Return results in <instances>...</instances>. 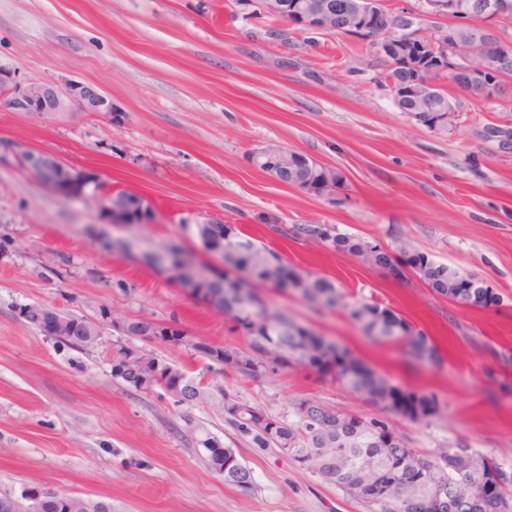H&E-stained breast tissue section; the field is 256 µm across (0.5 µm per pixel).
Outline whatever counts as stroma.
<instances>
[{
  "instance_id": "35a3bbf8",
  "label": "stroma",
  "mask_w": 512,
  "mask_h": 512,
  "mask_svg": "<svg viewBox=\"0 0 512 512\" xmlns=\"http://www.w3.org/2000/svg\"><path fill=\"white\" fill-rule=\"evenodd\" d=\"M33 80L101 86L113 115H37L0 108V143L54 154L142 197L156 215L143 235L184 242L178 220H219L302 271L394 309L423 328L438 366L370 342L341 313L293 295L272 300L336 337L393 383L437 394L442 417H396L427 452L455 440L512 472V154L477 135L499 110L464 103L432 129L400 112L375 80L380 59L354 37L260 17L252 0H0V66ZM275 144L340 171L337 195L281 185L249 153ZM275 224H335L487 279L502 298L459 307L415 275L399 280L350 256L275 235ZM95 203L65 204L0 160V492L45 488L104 499L112 512H369L276 448H257L224 420L219 387L278 413L302 398L366 413L357 394L288 368L260 382L229 378L189 347L147 342L204 385L189 405L112 375L122 335L113 318L177 322L190 338L242 346L222 313L142 258L91 249L124 238ZM38 304L102 321L87 352L57 349L19 315ZM231 444L254 482L225 484L199 445Z\"/></svg>"
}]
</instances>
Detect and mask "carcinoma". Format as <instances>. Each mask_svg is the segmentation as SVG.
Returning a JSON list of instances; mask_svg holds the SVG:
<instances>
[{"label":"carcinoma","instance_id":"1","mask_svg":"<svg viewBox=\"0 0 512 512\" xmlns=\"http://www.w3.org/2000/svg\"><path fill=\"white\" fill-rule=\"evenodd\" d=\"M310 8H326L336 13V22L326 28L338 32L346 25L348 8L355 0H303ZM498 0H457L466 8L481 3L482 9H473L472 29L464 35L474 48L466 71L454 78L458 88L470 102L482 106L491 105L503 112V119L512 117V99L508 95V83L491 75L480 78V68L486 55L506 58L505 71L512 74V42L505 38L508 21L498 27V36L489 38L482 34V26L488 20L487 10L496 7ZM397 12L375 0V7L367 18L372 31L358 35V39L377 50L381 70L377 81L393 92L400 111L407 114L417 102L412 99L411 89L416 78L437 79V49L421 52L416 45H408L407 57L422 68L417 71L389 52H380V37L399 25ZM430 111L420 113L423 123L435 129L443 127L448 119L462 110L461 101L452 93L434 95L428 102ZM333 183L344 186V175L326 167L314 177V184ZM117 196H127L136 202L135 208L119 217L126 224L134 223L141 214H150L149 205L128 191L118 190ZM182 228L194 237L212 234L224 239L223 270L206 263L201 267L208 275L192 285V295L210 303V297L218 290L231 288L236 292L248 289L254 306L236 307L234 298L224 299L221 312L233 324V330L246 340L243 347L214 344L203 339L186 340V334L144 318H123L120 333L129 337L146 331L153 332L152 339L171 345L188 344L195 354L216 364H221L232 376L260 382L278 369L294 367L314 375L340 388L360 395L375 409L374 414L359 413L312 398L292 403L288 414L272 415L259 406L251 405L227 388L218 392L224 406V416L242 437L250 438L257 448H292L288 459L300 467L318 474L324 481L334 484L350 496L366 503L377 512H422L423 505L409 493L408 486L418 480L431 478L440 469L439 460L468 447L460 442H450L432 451L419 452L411 447L392 429L388 417L399 416L410 421L441 418L442 408L438 397L416 390L403 388L379 374L355 357L344 345L330 336L296 323L281 309L268 310V302L257 292L260 287L291 292L299 300L318 310L341 312L359 332L375 343L401 347L408 360L415 364L436 365L440 362L438 349L427 333L410 324L392 309L379 302L358 298L344 291L324 277L304 273L288 265L278 255L264 246L241 235L228 224H193L191 219L179 220ZM277 234L293 240L317 242L313 233L315 224L273 225ZM334 251L352 257L363 255L373 241L341 231L331 225ZM403 258L387 259L383 268L396 271L395 277H404L402 266L412 268L427 287L459 307H488L501 301L498 293L488 288L474 290L469 287L474 276L463 273L444 263H438L425 253L412 251L401 244ZM84 335L65 332L56 339V346L74 350H86L98 343L101 327L89 325ZM118 355L112 360V375L138 390L151 391L160 388L174 398L178 405L190 404L203 394L201 383L188 377L184 370L158 359L149 352L129 344H118ZM208 453L210 466L224 475V483L247 488L252 482L238 477L243 471H252L241 463L231 446L210 435L199 440ZM498 478L504 496L512 504V474L500 470L487 458H482V474L479 478L450 470L442 479L456 486L460 495L476 503L481 502L482 479Z\"/></svg>","mask_w":512,"mask_h":512}]
</instances>
